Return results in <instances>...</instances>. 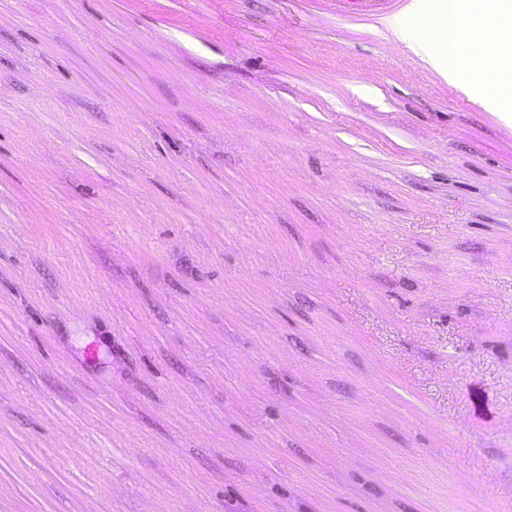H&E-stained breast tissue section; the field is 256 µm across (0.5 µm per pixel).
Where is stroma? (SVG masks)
I'll return each mask as SVG.
<instances>
[{"label": "stroma", "instance_id": "obj_1", "mask_svg": "<svg viewBox=\"0 0 512 512\" xmlns=\"http://www.w3.org/2000/svg\"><path fill=\"white\" fill-rule=\"evenodd\" d=\"M402 0H0V512H512V115Z\"/></svg>", "mask_w": 512, "mask_h": 512}]
</instances>
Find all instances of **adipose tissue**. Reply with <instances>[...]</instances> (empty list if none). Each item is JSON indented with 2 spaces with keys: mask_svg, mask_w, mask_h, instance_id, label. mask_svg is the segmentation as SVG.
Masks as SVG:
<instances>
[{
  "mask_svg": "<svg viewBox=\"0 0 512 512\" xmlns=\"http://www.w3.org/2000/svg\"><path fill=\"white\" fill-rule=\"evenodd\" d=\"M474 16L497 18V38L491 52L476 59L448 50L444 27L448 15L439 0H406L399 13L380 24L402 40L421 62L452 84H461L470 69L483 86L482 103L497 112H512V0H459Z\"/></svg>",
  "mask_w": 512,
  "mask_h": 512,
  "instance_id": "adipose-tissue-1",
  "label": "adipose tissue"
}]
</instances>
